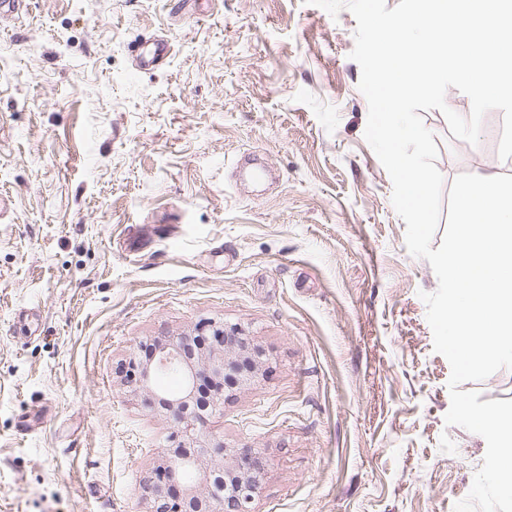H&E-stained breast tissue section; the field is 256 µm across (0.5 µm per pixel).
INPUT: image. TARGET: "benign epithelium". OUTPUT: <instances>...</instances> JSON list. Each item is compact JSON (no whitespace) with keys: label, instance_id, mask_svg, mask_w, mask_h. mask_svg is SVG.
I'll list each match as a JSON object with an SVG mask.
<instances>
[{"label":"benign epithelium","instance_id":"7a95c632","mask_svg":"<svg viewBox=\"0 0 512 512\" xmlns=\"http://www.w3.org/2000/svg\"><path fill=\"white\" fill-rule=\"evenodd\" d=\"M209 330L221 336V342L201 348L203 356L192 361L184 348L190 336L158 340L154 353L145 363H129L126 383L150 393L151 400L168 412L179 430L173 442L179 451L166 457V470L173 479L190 469L201 473L200 486L184 487L179 493L164 491L158 481L149 483L151 512H196L199 502L206 503L205 512H254L253 503L260 486L261 472L249 451L234 452L224 442L203 434L204 418L188 408L200 381L208 379L214 395L211 405L224 396V377L231 375L236 384L248 387L263 365V352L255 346L242 327L234 324L216 326L204 323L197 331ZM182 378L177 393L160 391L156 378L172 370Z\"/></svg>","mask_w":512,"mask_h":512}]
</instances>
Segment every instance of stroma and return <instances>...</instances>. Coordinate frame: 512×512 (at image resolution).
Masks as SVG:
<instances>
[{
    "label": "stroma",
    "instance_id": "stroma-1",
    "mask_svg": "<svg viewBox=\"0 0 512 512\" xmlns=\"http://www.w3.org/2000/svg\"><path fill=\"white\" fill-rule=\"evenodd\" d=\"M30 0L0 21V512H149L175 426L124 383L203 322L265 354L207 430L255 512H454L483 437L446 425L392 181L364 137L357 22L305 0ZM172 51L136 71L132 40ZM444 187L512 175L423 112Z\"/></svg>",
    "mask_w": 512,
    "mask_h": 512
}]
</instances>
